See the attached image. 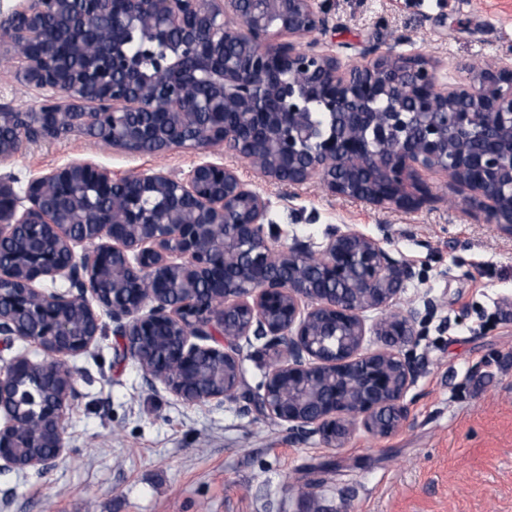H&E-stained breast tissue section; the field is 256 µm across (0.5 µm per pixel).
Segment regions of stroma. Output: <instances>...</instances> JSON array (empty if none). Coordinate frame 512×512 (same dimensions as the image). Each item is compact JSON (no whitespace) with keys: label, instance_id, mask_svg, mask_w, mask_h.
<instances>
[{"label":"stroma","instance_id":"35a3bbf8","mask_svg":"<svg viewBox=\"0 0 512 512\" xmlns=\"http://www.w3.org/2000/svg\"><path fill=\"white\" fill-rule=\"evenodd\" d=\"M324 50L366 64L369 48L421 53L443 80L465 78L476 60L512 54V0H329ZM0 42V106L38 107L47 93L27 84ZM215 161L235 168L270 202L272 250L329 229L377 240L413 265L398 308H436L411 353L418 377L408 417L394 435L357 431L346 447L243 412L237 400L196 404L148 378L111 328L70 358L77 396L65 450L54 466L0 472V512H512V235L456 199L416 210L328 194L318 180L275 185L223 148L131 153L80 134L25 144L0 174L17 187L72 162L117 174H173Z\"/></svg>","mask_w":512,"mask_h":512}]
</instances>
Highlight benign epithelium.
I'll use <instances>...</instances> for the list:
<instances>
[{"label": "benign epithelium", "instance_id": "benign-epithelium-1", "mask_svg": "<svg viewBox=\"0 0 512 512\" xmlns=\"http://www.w3.org/2000/svg\"><path fill=\"white\" fill-rule=\"evenodd\" d=\"M106 1L83 0L76 13L73 0H21L0 23L23 79L61 97L29 111L0 108V134L9 132L1 164L26 143L71 133L112 145L132 137L155 154L222 146L269 182L316 178L333 196L403 209L438 198L422 174L441 172L469 192L465 204L512 232L511 56L467 65L468 81L456 84L420 54L372 48L367 64L349 67L312 38L329 24L327 0H122L90 44ZM144 21L152 37L131 53L128 31ZM172 29L181 32L176 44L161 38ZM231 43L239 54L225 52ZM68 56L85 63L81 77L66 71ZM146 57L161 81L141 80ZM315 106L331 119L320 134ZM135 112H163L175 127L203 112L224 120L170 139L147 122L130 124ZM83 187H118L121 201L104 217L87 209ZM154 193L160 210L143 205ZM268 210L234 169L211 161L181 177L69 163L32 179L22 197L0 177V243L22 247L19 261L0 262V348L22 340L46 354L0 367V471L46 470L59 457L76 394L66 358L89 350L104 315L145 374L192 403L241 397L328 448L346 447L359 429L380 438L400 430L416 377L402 348L424 316L394 306L416 272L379 240L337 227L318 251L297 240L274 252ZM77 223L90 234L66 236L65 225ZM204 282L214 286L208 306L197 299ZM175 284L180 298L171 303ZM370 310L382 312L373 326L382 349L364 347ZM343 324L353 340L328 345ZM246 347L266 371L241 393ZM49 384L57 396L48 403ZM22 431L52 452L26 454Z\"/></svg>", "mask_w": 512, "mask_h": 512}]
</instances>
